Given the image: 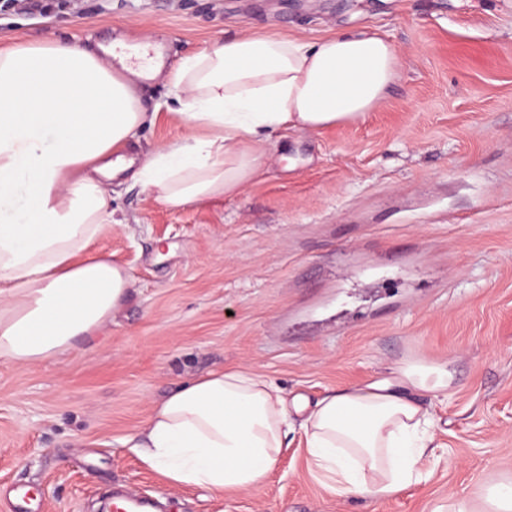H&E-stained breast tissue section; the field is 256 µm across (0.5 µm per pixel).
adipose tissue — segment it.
Masks as SVG:
<instances>
[{
    "mask_svg": "<svg viewBox=\"0 0 512 512\" xmlns=\"http://www.w3.org/2000/svg\"><path fill=\"white\" fill-rule=\"evenodd\" d=\"M401 67L369 28L314 43L228 36L170 68L121 40L0 48V362L62 355L126 300L127 270L90 250L113 223L106 180L131 172L170 208L239 194L268 165L275 132L364 120ZM146 76L173 89L185 134L139 162L124 151L153 119L137 93ZM453 381L447 363L419 360L310 403L250 369H218L154 405L125 443L171 485L247 492L298 413L312 470L336 494L380 502L431 475L437 423L416 396ZM435 512H512V476L490 474L480 499Z\"/></svg>",
    "mask_w": 512,
    "mask_h": 512,
    "instance_id": "obj_1",
    "label": "adipose tissue"
}]
</instances>
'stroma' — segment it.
I'll list each match as a JSON object with an SVG mask.
<instances>
[{
	"label": "stroma",
	"mask_w": 512,
	"mask_h": 512,
	"mask_svg": "<svg viewBox=\"0 0 512 512\" xmlns=\"http://www.w3.org/2000/svg\"><path fill=\"white\" fill-rule=\"evenodd\" d=\"M369 27L401 53L384 102L357 124L282 130L232 197L167 208L129 174L91 249L133 280L95 335L0 364V512H100L113 491L161 512H432L512 473V0H77L0 17V47L46 38L164 44L167 64L218 37L307 42ZM145 159L184 128L166 83L140 82ZM450 361L425 395L439 430L428 481L369 505L340 497L289 432L274 471L239 494L169 485L122 441L153 406L217 369L251 367L309 400L417 360Z\"/></svg>",
	"instance_id": "35a3bbf8"
}]
</instances>
